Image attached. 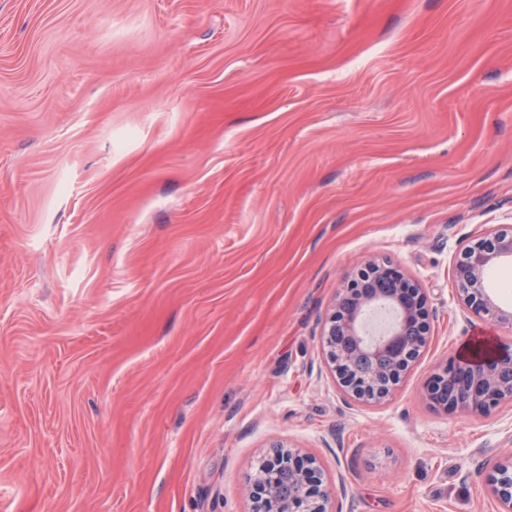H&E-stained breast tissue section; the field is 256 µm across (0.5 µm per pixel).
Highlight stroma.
<instances>
[{
	"instance_id": "stroma-1",
	"label": "stroma",
	"mask_w": 512,
	"mask_h": 512,
	"mask_svg": "<svg viewBox=\"0 0 512 512\" xmlns=\"http://www.w3.org/2000/svg\"><path fill=\"white\" fill-rule=\"evenodd\" d=\"M512 225V0H0V512H253L270 447L333 512H497L512 406L427 385ZM423 288L392 398L322 331L365 261ZM512 258V228L497 230L466 246L454 268L460 302L485 321L512 329V311L503 309L486 292L485 277L490 268Z\"/></svg>"
}]
</instances>
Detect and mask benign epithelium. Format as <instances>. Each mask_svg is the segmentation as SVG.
Listing matches in <instances>:
<instances>
[{"mask_svg": "<svg viewBox=\"0 0 512 512\" xmlns=\"http://www.w3.org/2000/svg\"><path fill=\"white\" fill-rule=\"evenodd\" d=\"M512 258V228L497 230L466 246L454 268L460 302L485 321L512 329V311L486 292L490 268ZM429 342L423 289L397 269L367 262L338 294L323 334L328 363L348 395L380 403ZM429 400L444 409L484 414L512 404V348L496 346L479 356L449 361L430 383ZM317 460L280 445L263 458L249 485L256 512H331V490L315 480ZM293 493L278 494L281 471ZM486 484L499 508L512 512V452L496 461Z\"/></svg>", "mask_w": 512, "mask_h": 512, "instance_id": "obj_1", "label": "benign epithelium"}]
</instances>
